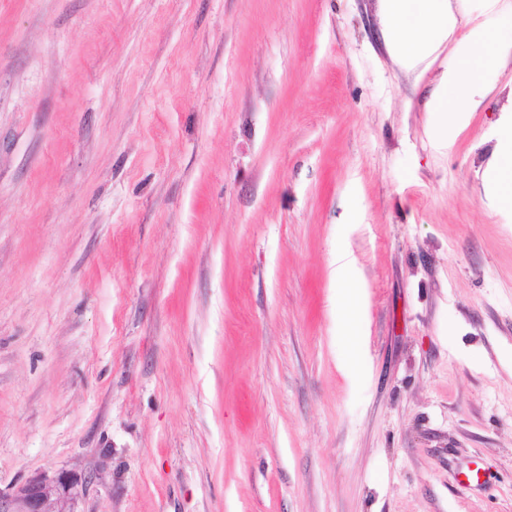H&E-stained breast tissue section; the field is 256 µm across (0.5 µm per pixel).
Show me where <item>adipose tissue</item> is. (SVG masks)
<instances>
[{
	"instance_id": "ef3b65f1",
	"label": "adipose tissue",
	"mask_w": 512,
	"mask_h": 512,
	"mask_svg": "<svg viewBox=\"0 0 512 512\" xmlns=\"http://www.w3.org/2000/svg\"><path fill=\"white\" fill-rule=\"evenodd\" d=\"M421 4L419 19L412 24L407 18V0H383L385 32L399 63L407 68L428 58L462 23L449 0H421ZM467 39L473 56L449 66L446 89L432 105L444 133L465 124L477 92L492 82L497 63L512 53V19L500 30L472 28Z\"/></svg>"
}]
</instances>
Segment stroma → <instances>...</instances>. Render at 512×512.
I'll return each mask as SVG.
<instances>
[{"label": "stroma", "mask_w": 512, "mask_h": 512, "mask_svg": "<svg viewBox=\"0 0 512 512\" xmlns=\"http://www.w3.org/2000/svg\"><path fill=\"white\" fill-rule=\"evenodd\" d=\"M471 51L402 68L382 0H0V497L512 512V54L431 111ZM500 160L492 171L491 181L494 186L512 191V127L510 126L505 141L500 146ZM79 479L61 471L52 478L35 476L22 486L13 500L3 501L1 512H75L68 508ZM68 508V510H66Z\"/></svg>", "instance_id": "35a3bbf8"}]
</instances>
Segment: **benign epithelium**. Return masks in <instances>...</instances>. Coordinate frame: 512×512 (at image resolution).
Returning <instances> with one entry per match:
<instances>
[{
	"label": "benign epithelium",
	"mask_w": 512,
	"mask_h": 512,
	"mask_svg": "<svg viewBox=\"0 0 512 512\" xmlns=\"http://www.w3.org/2000/svg\"><path fill=\"white\" fill-rule=\"evenodd\" d=\"M77 484V476L67 471L52 478L35 476L19 489L14 499H0V512H74L69 505Z\"/></svg>",
	"instance_id": "benign-epithelium-1"
}]
</instances>
